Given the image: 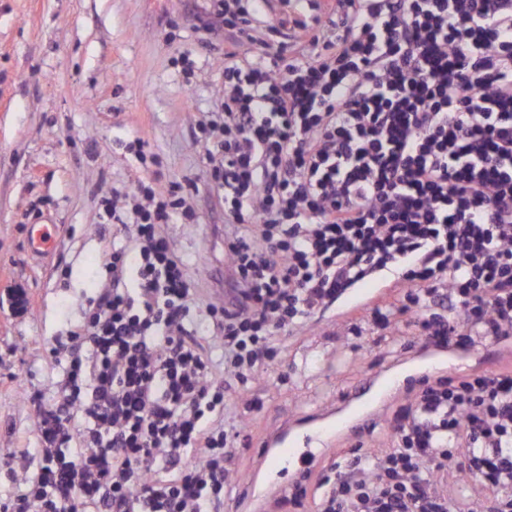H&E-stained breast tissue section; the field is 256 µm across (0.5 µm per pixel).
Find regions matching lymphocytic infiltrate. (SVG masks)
<instances>
[{
  "label": "lymphocytic infiltrate",
  "mask_w": 512,
  "mask_h": 512,
  "mask_svg": "<svg viewBox=\"0 0 512 512\" xmlns=\"http://www.w3.org/2000/svg\"><path fill=\"white\" fill-rule=\"evenodd\" d=\"M215 17L240 33L201 123L232 286L200 302L165 236L195 217L182 186L126 196L131 235L50 349L63 377L30 397L38 448L20 449L31 473L0 512H224L240 436L228 387L278 366L280 334L374 272L404 288L371 317L410 316L423 347L512 338V0H336L284 21L212 0L198 29ZM409 394L394 447L351 445L286 504L512 512V370Z\"/></svg>",
  "instance_id": "obj_1"
}]
</instances>
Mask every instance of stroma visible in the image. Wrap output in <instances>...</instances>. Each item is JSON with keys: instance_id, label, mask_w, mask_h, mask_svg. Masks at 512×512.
<instances>
[{"instance_id": "stroma-1", "label": "stroma", "mask_w": 512, "mask_h": 512, "mask_svg": "<svg viewBox=\"0 0 512 512\" xmlns=\"http://www.w3.org/2000/svg\"><path fill=\"white\" fill-rule=\"evenodd\" d=\"M210 0H0V458L34 439L25 395L54 376L51 341L83 314L113 240L124 239L104 199L113 189L155 194L194 183L195 222L165 227L203 299L224 280V209L210 191L199 124L224 92L223 23L202 37L194 18ZM147 144L138 157L133 144ZM53 224L48 258L25 249L29 225ZM23 289L30 313L13 311ZM281 365L235 395L251 435L234 465L250 477L259 442L290 421L339 405L369 375L407 362L401 389L425 377L421 347L388 328L328 311L284 342ZM512 341L447 356L477 374Z\"/></svg>"}]
</instances>
